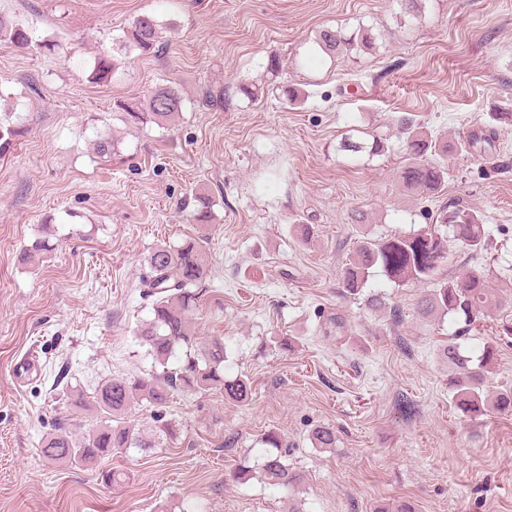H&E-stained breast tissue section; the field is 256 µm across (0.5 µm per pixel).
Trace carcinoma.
<instances>
[{"label":"carcinoma","mask_w":512,"mask_h":512,"mask_svg":"<svg viewBox=\"0 0 512 512\" xmlns=\"http://www.w3.org/2000/svg\"><path fill=\"white\" fill-rule=\"evenodd\" d=\"M164 24L153 15L138 16L123 31L118 49L149 53L161 44ZM0 38L18 45L33 41L31 31L0 17ZM375 36L369 29H360L344 35L326 29L319 35L318 45L326 53L340 50H370ZM120 65L114 56L101 57L93 70L95 79L103 80ZM184 106V97L172 85L151 91L147 98L120 99L114 102L113 112L119 114L129 128L143 129L162 126L173 119ZM407 154L410 162L400 171L402 183L414 194L428 198L436 194L448 179V170L435 159L425 155L439 154L440 145L423 137L407 119L402 120ZM497 129L488 126L469 135L464 147L472 152L486 153L494 148ZM344 151L353 154L368 153L379 156L385 152L380 138L372 141L341 143ZM435 223L452 229L454 237L469 250L479 253L486 249L489 234L481 215L451 202L438 208ZM432 226L413 233H394L378 239L361 242L344 264L342 284L344 292L356 296L362 293L372 270L378 269L388 280L398 283L432 285L419 303L423 316L449 317L455 326L448 343L440 349V356L448 364V386L456 409L471 420L491 413L512 412V390H503L490 397L484 393L487 373L496 359V348L491 343L478 347L467 344V334L492 305L506 302L494 294L484 272L473 269L461 276L437 278L440 268L448 260V240L442 235L434 240ZM148 288L154 296L152 318L141 326L139 338L147 346L154 364L161 372L130 378H112L96 390L95 403L105 413L104 420L88 430L83 438L74 436L69 426L60 422L55 432L44 441V455L56 462L90 466L100 459L129 448L147 450L157 447L162 438H176L173 423L162 415L153 424L138 427L125 421V414L134 405L146 403L156 411L166 407L171 392L177 389L200 391L217 388L232 401L245 403L251 399L249 380L242 377H224V339H197L192 331V316L200 306L199 285L206 274L205 251L195 240L179 245H160L149 255ZM184 349L183 357L174 368L168 362L176 348ZM318 448L336 447V434L328 426H319L312 433ZM260 443L265 454L259 470L240 466L232 473L233 480L261 482L290 494L299 490L302 476L282 454V437L276 431L265 434Z\"/></svg>","instance_id":"1"}]
</instances>
